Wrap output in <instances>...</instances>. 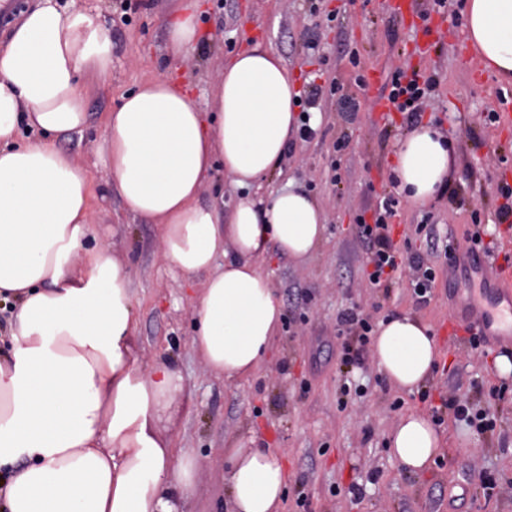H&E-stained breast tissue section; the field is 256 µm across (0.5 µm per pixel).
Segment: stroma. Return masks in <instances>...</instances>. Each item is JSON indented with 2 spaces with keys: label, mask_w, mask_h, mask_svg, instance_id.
<instances>
[{
  "label": "stroma",
  "mask_w": 512,
  "mask_h": 512,
  "mask_svg": "<svg viewBox=\"0 0 512 512\" xmlns=\"http://www.w3.org/2000/svg\"><path fill=\"white\" fill-rule=\"evenodd\" d=\"M74 11L98 13L108 29L112 70L102 88L86 99L82 132L55 136V146L90 170L92 219L98 243L125 267L137 311V363L141 368L165 362L182 377L183 390L169 401L159 424L161 435L197 458L196 501L205 512H229L224 482L225 448L281 449L288 484L283 512H512V375L500 377L498 355H512V344L486 352L468 342H449L444 329L449 312L464 313L480 278L474 272H449L443 255H431L437 280L429 304L414 300L408 272H399L389 292L370 288L362 270L368 255L356 237L354 217L373 209L393 189L389 166L404 132L400 113L381 116L373 107L382 95V79L391 69L409 65L437 74L439 85L421 121L441 127L453 139L459 169L445 196L420 207L400 201L390 218L391 237L428 254L425 234L416 226L432 216L439 233L464 241L479 212L491 256L512 247V228L496 220V187L512 184V131L488 126V112L512 113V84L483 72L470 54L456 46L464 38L454 21L461 0H450L436 43L424 46L416 27L386 10L383 0H320L318 12L308 0H200L202 48L179 62V75L195 88L198 106L213 109L215 83L224 63L246 42L261 43L281 57L299 78L316 76L322 86L338 83L339 96L322 93L314 109L321 122L312 136L292 142L277 169L243 190L213 171L199 202L232 208L243 195L265 198L288 181L305 187L328 220L324 240L310 259L297 262L268 251L259 260L284 311V324L271 342L267 360L252 376L226 378L211 373L196 355L191 335L195 290L204 275L186 277L163 256L161 227L129 213L100 163L106 122L124 95L155 80L173 65L168 25L175 0H60ZM336 21H327V14ZM315 39L320 53L309 56ZM357 52L359 67L349 62ZM377 74L378 84H359L357 75ZM357 106L339 110V97ZM348 147L336 153L337 138ZM353 310L379 322L389 313H408L429 324L441 357L426 384L430 396L393 386L380 372L373 353L349 374L339 371L343 338L340 318ZM354 392L342 396V383ZM501 398L488 400L490 388ZM346 406H339V398ZM490 401L494 431L479 435L454 415L439 429L444 445L426 472L410 474L390 457L388 438L400 417L430 414L442 399ZM483 471L496 478L493 496L473 479ZM359 485L360 498L348 489Z\"/></svg>",
  "instance_id": "obj_1"
}]
</instances>
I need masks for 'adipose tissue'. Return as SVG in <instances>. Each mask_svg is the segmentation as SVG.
<instances>
[{
	"mask_svg": "<svg viewBox=\"0 0 512 512\" xmlns=\"http://www.w3.org/2000/svg\"><path fill=\"white\" fill-rule=\"evenodd\" d=\"M462 15L477 65L512 82V0H464ZM111 67L95 17L58 0H35L0 43V302L13 306L10 348L0 357L5 512H180L194 485V459L158 432L181 377L165 364L139 368L130 281L96 242L89 173L50 140L82 129V85L104 81ZM299 96L293 70L256 45L225 63L214 115L160 78L124 96L107 119L103 164L125 209L160 224L173 266L207 275L191 342L219 376L257 371L282 318L258 257L273 247L310 258L326 215L300 186L243 197L227 213L199 205L200 187L218 163L240 188L269 175L299 131ZM25 126L40 139L19 142ZM458 164L453 141L423 125L400 140L390 171L400 194L424 206ZM373 350L386 378L408 391L440 357L429 326L400 314L379 322ZM389 449L420 473L441 438L413 412ZM224 480L231 512H281L280 449H225Z\"/></svg>",
	"mask_w": 512,
	"mask_h": 512,
	"instance_id": "ef3b65f1",
	"label": "adipose tissue"
}]
</instances>
